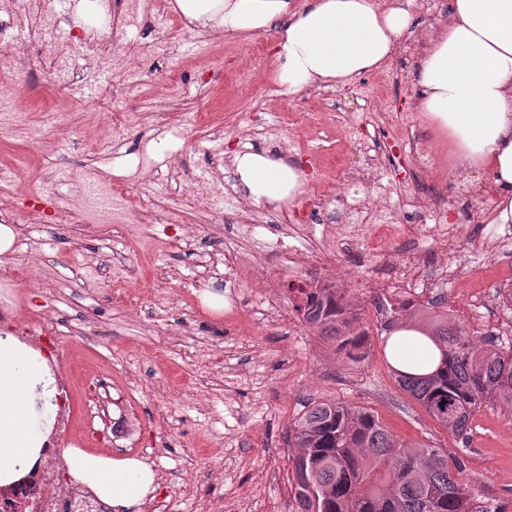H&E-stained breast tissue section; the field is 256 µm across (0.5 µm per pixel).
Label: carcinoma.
I'll use <instances>...</instances> for the list:
<instances>
[{
	"mask_svg": "<svg viewBox=\"0 0 512 512\" xmlns=\"http://www.w3.org/2000/svg\"><path fill=\"white\" fill-rule=\"evenodd\" d=\"M296 310L319 335L336 343L346 359H364L365 335L354 327L358 317L335 286L298 287ZM391 320L397 331L412 328L424 339L401 348L407 360H438L426 375L396 371L400 387L463 443L469 422L484 403L512 409V346L504 351L485 339L476 348L466 329L448 313L402 305ZM298 454L293 458L297 512H475L472 486L450 469L435 448H406L397 443L375 415L364 408L317 402L294 424Z\"/></svg>",
	"mask_w": 512,
	"mask_h": 512,
	"instance_id": "obj_1",
	"label": "carcinoma"
}]
</instances>
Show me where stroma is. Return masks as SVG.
I'll return each mask as SVG.
<instances>
[{
	"label": "stroma",
	"mask_w": 512,
	"mask_h": 512,
	"mask_svg": "<svg viewBox=\"0 0 512 512\" xmlns=\"http://www.w3.org/2000/svg\"><path fill=\"white\" fill-rule=\"evenodd\" d=\"M87 31L75 10L54 16L31 14L22 43L10 50L15 96L0 104L13 115L0 130V179L32 180L51 173L61 188L82 184L108 189L117 178L98 142L137 153L156 128L139 115L160 103L198 113L170 175L157 182L146 174L125 182L148 206L187 216L184 224H122L110 236L73 222L84 198L70 196L69 214L46 224L22 225L9 260L0 264V307L29 316L55 309L65 323L62 340L72 355L69 369L80 374L110 365L116 381L130 382L140 420L137 447L154 449L161 494L174 512H295L291 460L297 454L293 426L308 406L334 401L372 411L407 445H424L459 460L477 504L487 512H512V412L479 408L471 418V441H461L397 383L389 353L390 319L377 280L418 256L430 265L428 299L475 339L512 328V286L501 284L499 267L512 266V234L497 225H463L454 256L439 253L434 233L392 240L372 248L365 237L340 253L338 270L291 266L277 250L318 253L346 232L349 203L373 199L414 224L434 200L447 203L443 223L460 211L493 216L497 193L480 177L455 182L448 155L429 141L413 110L412 72L419 48L403 41L387 66L333 88H312L295 97L278 94L271 77L270 36L215 38L187 28L175 12L150 29L128 33L123 64L80 62L75 37ZM182 74L179 82L171 74ZM65 116L45 111L48 102ZM100 103L107 112L129 115L126 126L91 127L82 104ZM418 143L410 153L405 131ZM293 144L310 183L326 197L308 192L292 208L291 225L276 223L279 210L256 207L249 235L237 232L245 201L236 192L233 150L268 149V136ZM380 145L377 164L383 191L352 181L363 137ZM224 188L221 215L210 214L205 195ZM483 234L491 245L478 257L465 239ZM254 255L251 267L227 274L229 251ZM344 274L343 294L367 334L363 361H347L294 308L291 287L335 281ZM45 288H27L29 276ZM272 277L286 319L265 315L253 284ZM482 288V314L464 311L461 287ZM224 296L214 311L204 298Z\"/></svg>",
	"instance_id": "35a3bbf8"
}]
</instances>
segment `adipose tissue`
Instances as JSON below:
<instances>
[{"mask_svg":"<svg viewBox=\"0 0 512 512\" xmlns=\"http://www.w3.org/2000/svg\"><path fill=\"white\" fill-rule=\"evenodd\" d=\"M190 28L272 38L273 81L284 97L333 87L381 70L412 31L403 0H175ZM413 108L448 153L449 172L488 177L494 221L512 224V0H449L447 20L424 39L413 72ZM236 190L256 205L292 206L307 178L266 151L233 154ZM57 386L39 352L0 336V484L32 471L58 416ZM74 478L115 512H132L155 490L156 474L132 458L79 450Z\"/></svg>","mask_w":512,"mask_h":512,"instance_id":"adipose-tissue-1","label":"adipose tissue"}]
</instances>
